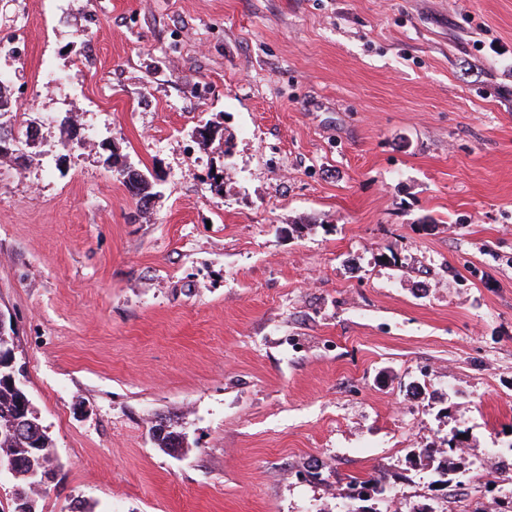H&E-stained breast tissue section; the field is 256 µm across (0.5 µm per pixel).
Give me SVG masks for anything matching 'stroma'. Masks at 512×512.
<instances>
[{
  "instance_id": "stroma-1",
  "label": "stroma",
  "mask_w": 512,
  "mask_h": 512,
  "mask_svg": "<svg viewBox=\"0 0 512 512\" xmlns=\"http://www.w3.org/2000/svg\"><path fill=\"white\" fill-rule=\"evenodd\" d=\"M60 2L0 0L38 512H512V0Z\"/></svg>"
}]
</instances>
